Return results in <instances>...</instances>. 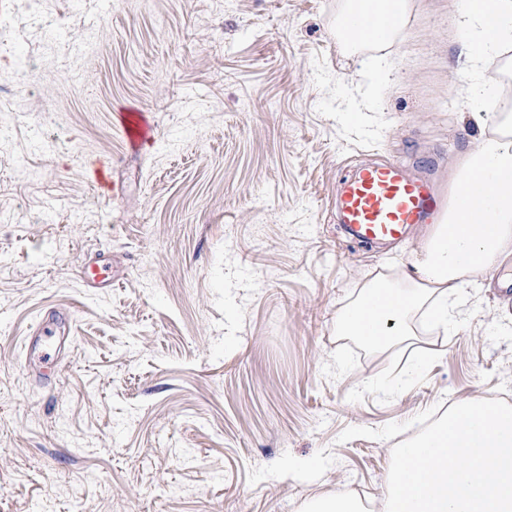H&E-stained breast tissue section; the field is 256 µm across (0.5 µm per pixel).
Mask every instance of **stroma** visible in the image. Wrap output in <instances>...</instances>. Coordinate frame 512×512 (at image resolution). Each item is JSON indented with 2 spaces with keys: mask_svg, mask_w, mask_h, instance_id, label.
I'll return each mask as SVG.
<instances>
[{
  "mask_svg": "<svg viewBox=\"0 0 512 512\" xmlns=\"http://www.w3.org/2000/svg\"><path fill=\"white\" fill-rule=\"evenodd\" d=\"M346 0H0V512H380L395 445L512 390V265L465 285L447 335L374 351L338 314L406 286L426 225L362 249L343 176L400 159L446 188L479 130L448 0H415L385 52H346ZM379 57L371 88L361 63ZM359 110L355 125L346 113ZM138 111L154 139L112 126ZM105 250L111 287L82 288ZM73 315L48 381L40 316ZM304 512H363L357 497L351 493H336L314 497L304 505Z\"/></svg>",
  "mask_w": 512,
  "mask_h": 512,
  "instance_id": "35a3bbf8",
  "label": "stroma"
}]
</instances>
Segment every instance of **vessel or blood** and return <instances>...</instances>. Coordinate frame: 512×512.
I'll return each mask as SVG.
<instances>
[{
    "instance_id": "vessel-or-blood-1",
    "label": "vessel or blood",
    "mask_w": 512,
    "mask_h": 512,
    "mask_svg": "<svg viewBox=\"0 0 512 512\" xmlns=\"http://www.w3.org/2000/svg\"><path fill=\"white\" fill-rule=\"evenodd\" d=\"M377 10V0H366L362 9L348 16L347 31L354 33L368 26L372 29L373 40L384 39L396 20L389 17L374 23ZM120 125L128 143L151 137V127L142 116L122 115ZM452 195L464 207L484 206L489 199L486 174H473L468 181L458 184L453 194L447 195L428 180L410 177L400 162L367 164L344 179L339 203L340 222L357 245L370 247L394 242L404 238L412 225L434 223ZM80 265L84 284L96 286L111 282L112 264L106 254L81 259ZM68 325L69 318L65 314H49L43 321L40 335L29 343L31 354L45 361L57 360L61 349L55 343V335Z\"/></svg>"
}]
</instances>
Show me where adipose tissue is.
Returning a JSON list of instances; mask_svg holds the SVG:
<instances>
[{"instance_id":"ef3b65f1","label":"adipose tissue","mask_w":512,"mask_h":512,"mask_svg":"<svg viewBox=\"0 0 512 512\" xmlns=\"http://www.w3.org/2000/svg\"><path fill=\"white\" fill-rule=\"evenodd\" d=\"M448 12L469 33L462 52L473 75L466 93L475 101L487 89L484 73L493 67L507 68L498 50L512 43V0H494L490 9L477 0H448ZM487 118L492 129L464 159L459 176L488 173L489 203L469 211L457 203L449 205L423 241L407 287L396 288L383 280L364 285L356 302L337 318L340 335L384 349L414 335L412 321L420 312L444 332H453L465 276L512 262V113L491 112Z\"/></svg>"}]
</instances>
